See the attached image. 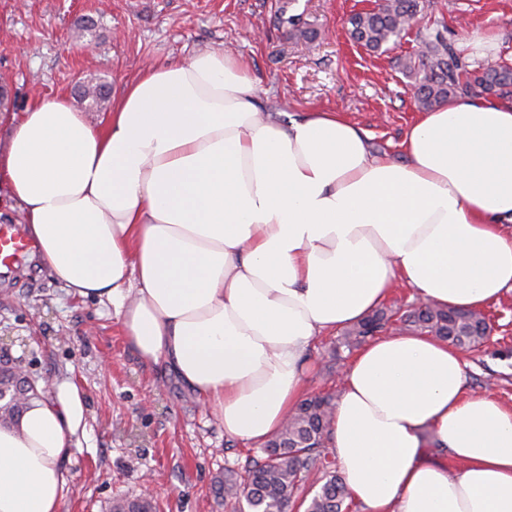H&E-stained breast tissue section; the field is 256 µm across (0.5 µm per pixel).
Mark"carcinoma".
I'll list each match as a JSON object with an SVG mask.
<instances>
[{"mask_svg":"<svg viewBox=\"0 0 512 512\" xmlns=\"http://www.w3.org/2000/svg\"><path fill=\"white\" fill-rule=\"evenodd\" d=\"M424 0H378L370 10L348 19L353 42L378 52L396 42L409 27L419 23ZM421 50L402 62L403 73L412 79L414 101L429 110L441 101L458 96H500L512 88V66L503 64L472 67L448 27L433 20L419 28ZM78 95L95 106L105 104L110 89L104 82L79 86ZM394 314L374 310L333 342V353L341 360V349L352 350L376 333L386 330ZM401 321L412 330L436 336L456 347L475 348L487 339L489 326L473 312L426 304L409 311ZM46 392L27 377L0 371V420L19 416L29 399ZM334 409L330 393L305 398L272 438L261 455L247 458L237 471L229 470L216 491L231 512H288L305 507V512H347L351 497L327 447ZM110 512H157L149 500H112Z\"/></svg>","mask_w":512,"mask_h":512,"instance_id":"carcinoma-1","label":"carcinoma"}]
</instances>
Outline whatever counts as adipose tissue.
<instances>
[{
  "label": "adipose tissue",
  "instance_id": "obj_1",
  "mask_svg": "<svg viewBox=\"0 0 512 512\" xmlns=\"http://www.w3.org/2000/svg\"><path fill=\"white\" fill-rule=\"evenodd\" d=\"M401 147L374 154L336 112L280 122L249 61L210 50L145 67L98 123L64 98L22 112L0 182L43 270L258 447L312 342L397 285L471 311L512 292V100L448 99ZM465 367L409 333L348 363L329 448L363 512H512V407L468 393ZM85 411L61 381L0 424V512H60Z\"/></svg>",
  "mask_w": 512,
  "mask_h": 512
}]
</instances>
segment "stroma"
<instances>
[{
  "label": "stroma",
  "mask_w": 512,
  "mask_h": 512,
  "mask_svg": "<svg viewBox=\"0 0 512 512\" xmlns=\"http://www.w3.org/2000/svg\"><path fill=\"white\" fill-rule=\"evenodd\" d=\"M376 0H0V82L15 96L0 111V147L11 117L83 82L112 94L148 63L184 61L205 49L247 58L262 108L298 119L312 109L337 112L363 129L377 152L401 160L405 131L419 116L399 62L417 53L408 31L372 53L348 34L352 13ZM469 61L512 65V0H430ZM313 30L289 37L283 15ZM94 19L84 36L85 19ZM496 46L473 49L480 36ZM490 336L466 354L468 390L512 407V294L484 311ZM330 337L306 355L308 392H339L345 362ZM29 378L74 382L86 405V431L65 468L60 512H108L113 499L152 495L157 512H229L215 492L224 469L248 448L177 379L146 365L123 336L113 310L72 296L40 272L35 247L0 266V367Z\"/></svg>",
  "instance_id": "1"
}]
</instances>
